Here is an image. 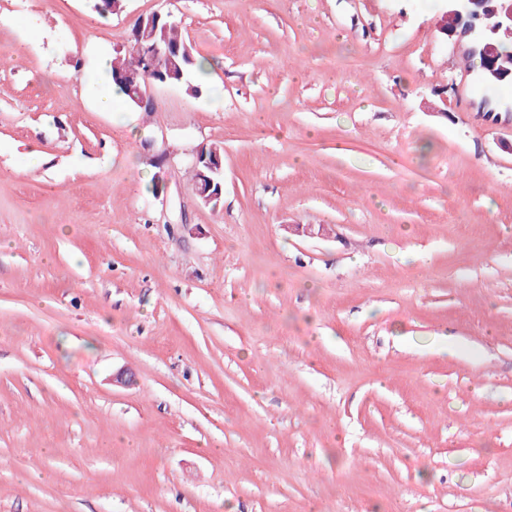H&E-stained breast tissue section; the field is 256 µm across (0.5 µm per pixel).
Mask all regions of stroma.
Listing matches in <instances>:
<instances>
[{
    "instance_id": "1",
    "label": "stroma",
    "mask_w": 512,
    "mask_h": 512,
    "mask_svg": "<svg viewBox=\"0 0 512 512\" xmlns=\"http://www.w3.org/2000/svg\"><path fill=\"white\" fill-rule=\"evenodd\" d=\"M153 13L205 92L98 111ZM0 16V512H512V112L428 0ZM208 151L211 154L208 155ZM193 165L197 169H193V177L194 184H197L195 192L199 199L206 201L211 196L209 193L215 183L214 175H221L222 183H218V190H213V192L222 191L224 186V164L213 147L202 146L199 148L195 153ZM199 180L200 182L198 183Z\"/></svg>"
}]
</instances>
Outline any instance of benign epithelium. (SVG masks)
I'll use <instances>...</instances> for the list:
<instances>
[{"label": "benign epithelium", "instance_id": "7a95c632", "mask_svg": "<svg viewBox=\"0 0 512 512\" xmlns=\"http://www.w3.org/2000/svg\"><path fill=\"white\" fill-rule=\"evenodd\" d=\"M444 11L438 16L439 31L456 38L463 47V53L470 59L476 60L471 72L476 80L484 82H507L512 79V69L502 60L499 50L501 37L512 38V0H443ZM491 13L498 18L493 36L484 37L479 33L477 21L483 15ZM137 48L145 61L154 56L170 53V45L164 42L138 44ZM126 83L135 91L132 99L137 107L154 110V98L150 83H141L140 76L129 74L125 76ZM193 165L199 174V183L195 187L198 198L206 201L213 186L223 189V184H215L214 176L224 175V164L217 151L211 147L199 148L194 156Z\"/></svg>", "mask_w": 512, "mask_h": 512}]
</instances>
